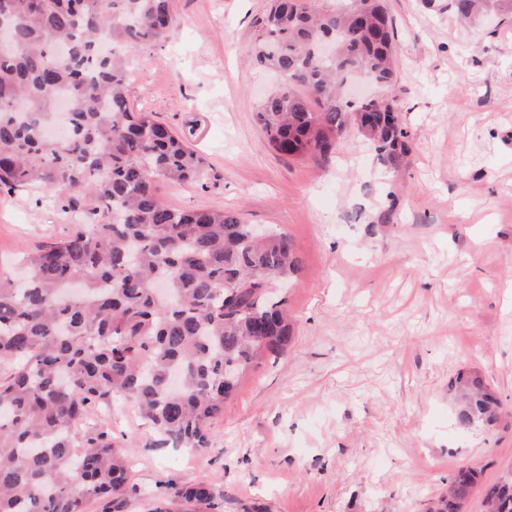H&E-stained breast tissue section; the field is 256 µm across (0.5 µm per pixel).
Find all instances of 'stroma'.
<instances>
[{"instance_id":"35a3bbf8","label":"stroma","mask_w":512,"mask_h":512,"mask_svg":"<svg viewBox=\"0 0 512 512\" xmlns=\"http://www.w3.org/2000/svg\"><path fill=\"white\" fill-rule=\"evenodd\" d=\"M270 0H171L180 25L128 86L206 159L203 184L158 181L177 208L221 207L288 233L300 266L282 292L286 351L242 377L211 445L158 441L132 403L90 422L132 454V491L88 512H149L204 482L224 512H426L457 469L482 487L512 467V15L461 25L450 0H385L397 44L399 167L358 133L328 158L272 153L253 114L278 83L253 65ZM58 205L0 193V265L62 231ZM478 373L502 405L490 428L454 421L449 383Z\"/></svg>"}]
</instances>
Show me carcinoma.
Masks as SVG:
<instances>
[{"label":"carcinoma","mask_w":512,"mask_h":512,"mask_svg":"<svg viewBox=\"0 0 512 512\" xmlns=\"http://www.w3.org/2000/svg\"><path fill=\"white\" fill-rule=\"evenodd\" d=\"M485 0H452L471 21ZM0 191L39 193L77 212L62 238L0 268V512H84L124 495L122 448L82 429L99 404L131 401L161 444L204 449L246 371L281 355L292 327L276 288L297 268L284 231L262 241L222 208H173L157 182L201 183L207 164L153 112L127 101L137 54L171 38L170 0H0ZM253 58L283 77L255 112L268 147L324 158L355 127L378 156L409 151L388 105L343 101L353 73L394 77L382 4L325 9L272 0L255 21ZM67 132L46 138L60 97ZM455 392L463 426L490 427L500 400L471 373ZM477 472L461 468L429 512H462ZM206 483L174 487L149 512H220ZM484 512H512V482L483 489Z\"/></svg>","instance_id":"1"}]
</instances>
